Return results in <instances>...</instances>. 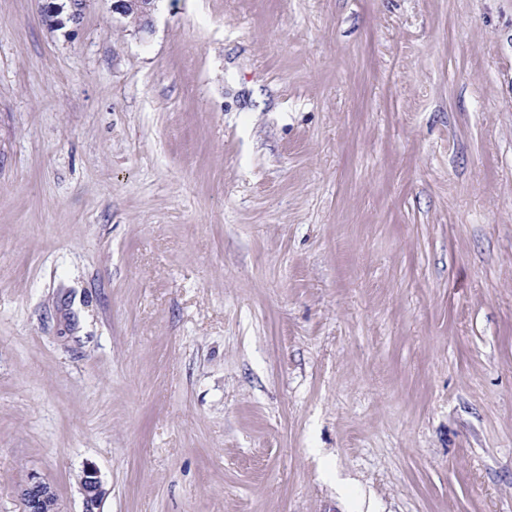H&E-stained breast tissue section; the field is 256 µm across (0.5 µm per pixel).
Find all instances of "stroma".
Masks as SVG:
<instances>
[{"mask_svg": "<svg viewBox=\"0 0 512 512\" xmlns=\"http://www.w3.org/2000/svg\"><path fill=\"white\" fill-rule=\"evenodd\" d=\"M0 0V512H512V0ZM80 486L84 504L82 512H100L106 491L97 470L94 468L86 469L81 477ZM26 512H61L55 488L40 478L32 477L20 492Z\"/></svg>", "mask_w": 512, "mask_h": 512, "instance_id": "1", "label": "stroma"}]
</instances>
